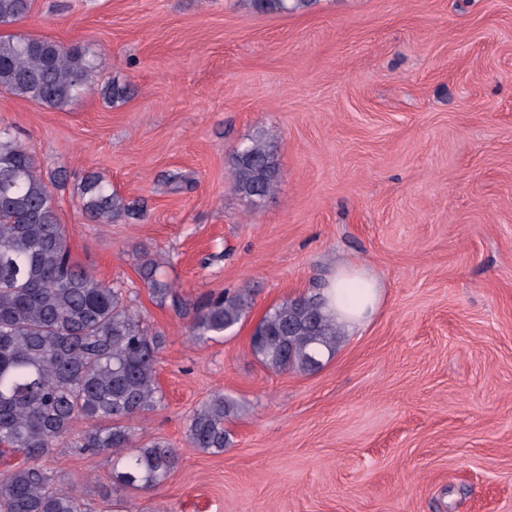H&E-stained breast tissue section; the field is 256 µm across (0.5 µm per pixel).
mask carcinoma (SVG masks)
Returning <instances> with one entry per match:
<instances>
[{"instance_id": "1", "label": "carcinoma", "mask_w": 512, "mask_h": 512, "mask_svg": "<svg viewBox=\"0 0 512 512\" xmlns=\"http://www.w3.org/2000/svg\"><path fill=\"white\" fill-rule=\"evenodd\" d=\"M33 0H0V26L31 11ZM262 13L307 10L314 0H246ZM103 59L81 47L46 38L0 35V93L63 110L88 90ZM276 146L257 133L232 161L236 191L260 204L275 191ZM81 207L92 222L137 220L140 207L124 200L98 173L81 186ZM159 262L139 266L160 300L173 285L159 278ZM128 290L96 279L73 263L54 190L33 154L0 130V446L24 462L0 475V512H89L77 490L59 487L40 459L64 443L112 463V479L149 490L168 479L175 450L162 440L140 445L131 422L161 404L154 370L164 334L147 333ZM251 307L244 289L226 290L196 306L189 331L198 340L235 334ZM341 326L315 292L270 309L251 336V349L268 368L312 373L332 356ZM238 402L216 393L189 419L191 444L219 453L230 443L224 422ZM94 423L81 434L74 420Z\"/></svg>"}]
</instances>
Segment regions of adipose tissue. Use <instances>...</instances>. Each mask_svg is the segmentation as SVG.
<instances>
[{"mask_svg":"<svg viewBox=\"0 0 512 512\" xmlns=\"http://www.w3.org/2000/svg\"><path fill=\"white\" fill-rule=\"evenodd\" d=\"M327 311L346 331L362 327L379 302L377 279L352 264L339 266L325 281Z\"/></svg>","mask_w":512,"mask_h":512,"instance_id":"obj_1","label":"adipose tissue"}]
</instances>
